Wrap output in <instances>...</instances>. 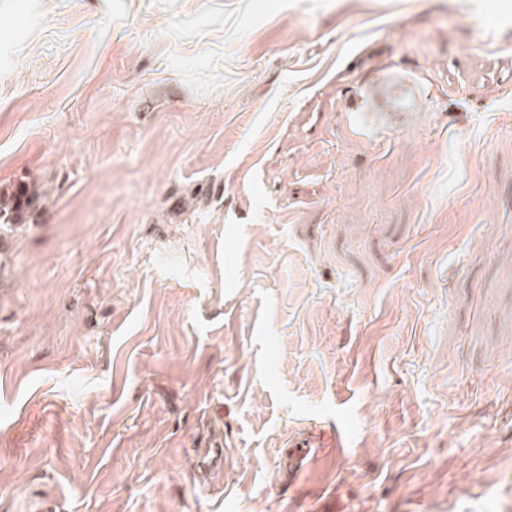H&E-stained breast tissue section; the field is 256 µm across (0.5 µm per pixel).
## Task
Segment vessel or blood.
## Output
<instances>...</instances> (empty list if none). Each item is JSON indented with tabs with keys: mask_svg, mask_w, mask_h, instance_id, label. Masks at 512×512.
<instances>
[{
	"mask_svg": "<svg viewBox=\"0 0 512 512\" xmlns=\"http://www.w3.org/2000/svg\"><path fill=\"white\" fill-rule=\"evenodd\" d=\"M426 94L425 84L409 72L384 67L352 91L348 106L366 125L398 130L420 112Z\"/></svg>",
	"mask_w": 512,
	"mask_h": 512,
	"instance_id": "vessel-or-blood-1",
	"label": "vessel or blood"
}]
</instances>
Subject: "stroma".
I'll list each match as a JSON object with an SVG mask.
<instances>
[{
    "mask_svg": "<svg viewBox=\"0 0 512 512\" xmlns=\"http://www.w3.org/2000/svg\"><path fill=\"white\" fill-rule=\"evenodd\" d=\"M17 183L0 512H512V0H0ZM426 95L425 84L409 72L382 67L352 91L348 106L366 125L398 130L421 111ZM38 200L34 186L17 184L0 189V221L2 224H24Z\"/></svg>",
    "mask_w": 512,
    "mask_h": 512,
    "instance_id": "35a3bbf8",
    "label": "stroma"
}]
</instances>
